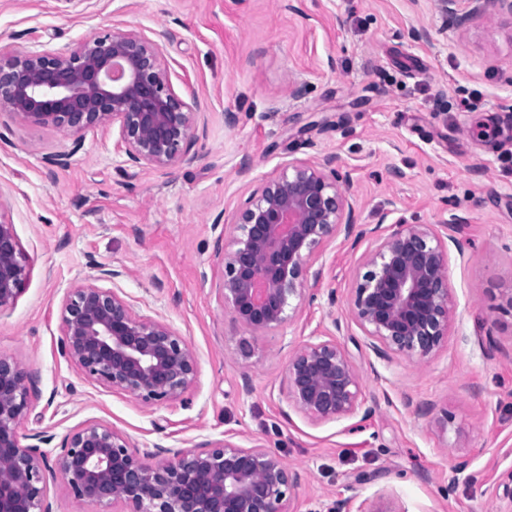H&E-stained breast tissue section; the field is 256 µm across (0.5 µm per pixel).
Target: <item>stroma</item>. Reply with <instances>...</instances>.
Here are the masks:
<instances>
[{
  "label": "stroma",
  "instance_id": "stroma-1",
  "mask_svg": "<svg viewBox=\"0 0 512 512\" xmlns=\"http://www.w3.org/2000/svg\"><path fill=\"white\" fill-rule=\"evenodd\" d=\"M116 19L173 30L162 44L173 83L207 106L201 158L131 179L111 131L77 141L0 112V189L30 266L17 302L0 312V356L34 378L20 433L42 432L51 460L66 433L92 420L142 452L226 438L260 446L300 474L287 512H324L358 473L373 477L361 499L387 489L396 512H493L485 491L512 473V15L459 27L409 0H0V35L23 49L73 47ZM420 26L428 40L413 38ZM295 78L307 85L298 100L288 97ZM228 110L238 115L232 130ZM315 148L344 162L360 223H376L389 195L423 224L467 219L465 253L449 260L455 318L438 350L384 362L357 350L358 327L341 336L378 402L367 419L314 422L282 392L288 346L345 316L366 246L325 245L320 286L335 289V307H303L283 333L253 336L246 361L234 353L245 331L219 289L216 216ZM50 154L66 164L48 168ZM392 166L404 181L388 179ZM100 264L128 268L116 286L133 310L188 339L197 373L183 399L143 405L62 354V301L96 283Z\"/></svg>",
  "mask_w": 512,
  "mask_h": 512
}]
</instances>
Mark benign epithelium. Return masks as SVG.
Returning <instances> with one entry per match:
<instances>
[{
	"label": "benign epithelium",
	"mask_w": 512,
	"mask_h": 512,
	"mask_svg": "<svg viewBox=\"0 0 512 512\" xmlns=\"http://www.w3.org/2000/svg\"><path fill=\"white\" fill-rule=\"evenodd\" d=\"M430 9L462 26L477 15L504 10L512 0H427ZM116 20L112 28L74 48L30 50L0 44V110L81 135L115 129V148L132 169L190 166L199 158L197 98L177 90L161 42ZM349 174L333 153L292 159L235 213L219 239L220 290L233 321L253 335L278 333L314 304L305 288L324 279L321 248L343 237L356 247L374 241L353 274L347 318L329 324L288 355L282 382L287 402L313 421L371 416L349 351L336 337L353 323L380 360L394 354L422 360L448 336L452 304L449 250L465 256L458 237L467 219L410 222L390 196L376 224H360L346 194ZM28 264L4 211L0 191V312L15 305ZM60 316L61 352L84 376L145 405L182 398L197 362L184 336L170 324L133 311L115 289L77 284ZM32 375L0 356V512H52L45 471L59 473L78 499L98 508L121 503L124 512H286L299 473L277 453L226 439L204 451L157 447L165 458L149 463L121 431L89 421L66 434L49 465L36 444L25 445L20 420L29 410ZM327 512H395L382 489L368 508L353 505L358 487ZM497 512H512V474L504 488L487 490Z\"/></svg>",
	"instance_id": "obj_1"
}]
</instances>
